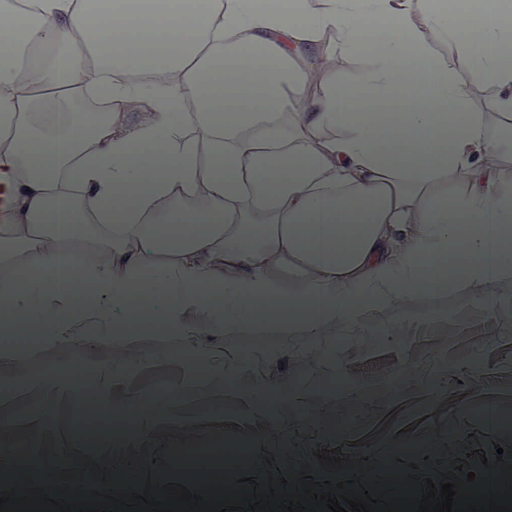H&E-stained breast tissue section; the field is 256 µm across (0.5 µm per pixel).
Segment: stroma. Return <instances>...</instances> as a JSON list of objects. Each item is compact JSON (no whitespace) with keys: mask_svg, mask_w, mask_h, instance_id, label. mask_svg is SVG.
I'll list each match as a JSON object with an SVG mask.
<instances>
[{"mask_svg":"<svg viewBox=\"0 0 512 512\" xmlns=\"http://www.w3.org/2000/svg\"><path fill=\"white\" fill-rule=\"evenodd\" d=\"M268 319L246 316L224 346L225 422L254 418V388L269 421L285 435L256 436L264 468L243 467L248 490L298 485L331 492L343 472L366 489H419L462 467L479 485L512 470V432L484 424L489 410H512V287L403 311L382 300L358 301L342 322L306 328L284 347ZM336 375L335 393L319 395ZM340 458V466L329 458Z\"/></svg>","mask_w":512,"mask_h":512,"instance_id":"1","label":"stroma"}]
</instances>
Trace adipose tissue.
Here are the masks:
<instances>
[{
  "mask_svg": "<svg viewBox=\"0 0 512 512\" xmlns=\"http://www.w3.org/2000/svg\"><path fill=\"white\" fill-rule=\"evenodd\" d=\"M466 17L461 0H0V315L43 327L63 364L110 324L162 321L185 354L247 303L294 338L360 297L511 284L512 29L468 39ZM362 57L371 106L331 66ZM152 405L112 468L199 440L183 407Z\"/></svg>",
  "mask_w": 512,
  "mask_h": 512,
  "instance_id": "1",
  "label": "adipose tissue"
}]
</instances>
